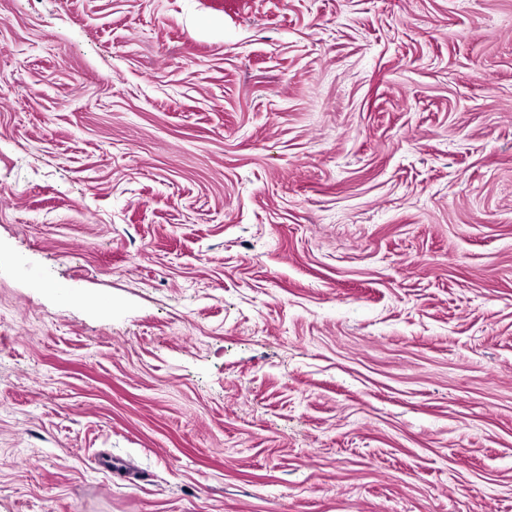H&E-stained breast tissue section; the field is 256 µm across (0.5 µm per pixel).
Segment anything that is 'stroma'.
<instances>
[{
    "mask_svg": "<svg viewBox=\"0 0 512 512\" xmlns=\"http://www.w3.org/2000/svg\"><path fill=\"white\" fill-rule=\"evenodd\" d=\"M0 512H512V0H0Z\"/></svg>",
    "mask_w": 512,
    "mask_h": 512,
    "instance_id": "stroma-1",
    "label": "stroma"
}]
</instances>
